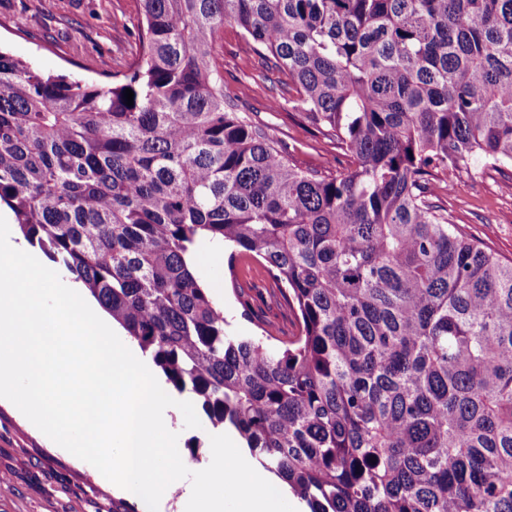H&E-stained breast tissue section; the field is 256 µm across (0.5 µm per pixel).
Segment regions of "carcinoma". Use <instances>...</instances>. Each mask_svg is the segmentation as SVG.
Segmentation results:
<instances>
[{"label":"carcinoma","mask_w":512,"mask_h":512,"mask_svg":"<svg viewBox=\"0 0 512 512\" xmlns=\"http://www.w3.org/2000/svg\"><path fill=\"white\" fill-rule=\"evenodd\" d=\"M140 7L115 82L0 51V205L27 242L310 512H512V261L435 204L441 173L512 167V0ZM226 26L347 166L296 167L224 92ZM202 239L263 259L299 333L226 330Z\"/></svg>","instance_id":"carcinoma-1"}]
</instances>
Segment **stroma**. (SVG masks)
<instances>
[{
    "label": "stroma",
    "mask_w": 512,
    "mask_h": 512,
    "mask_svg": "<svg viewBox=\"0 0 512 512\" xmlns=\"http://www.w3.org/2000/svg\"><path fill=\"white\" fill-rule=\"evenodd\" d=\"M139 0H0V50L39 71L88 82L121 78L138 51L134 33ZM224 63L227 92L237 97L257 123L275 127L277 138L292 149L301 168L335 170L339 151L321 134L288 117L287 110L268 111L271 83L238 29L225 28L217 44ZM453 191L442 197L453 223L502 260L512 261V173L493 169L483 160L469 170L449 172ZM197 249L206 256L197 271L225 318L241 335L270 336L284 341L296 335L299 322L262 259L230 257L208 241ZM172 428L185 466L196 469L211 456L215 428L202 420L188 429L183 418ZM0 512H142L132 499L113 493L95 467L52 447L6 404H0Z\"/></svg>",
    "instance_id": "stroma-1"
}]
</instances>
